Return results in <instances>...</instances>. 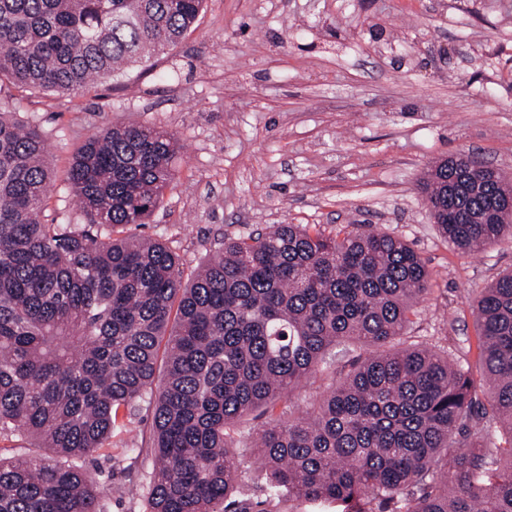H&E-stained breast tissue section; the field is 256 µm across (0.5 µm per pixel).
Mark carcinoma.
Masks as SVG:
<instances>
[{"mask_svg": "<svg viewBox=\"0 0 512 512\" xmlns=\"http://www.w3.org/2000/svg\"><path fill=\"white\" fill-rule=\"evenodd\" d=\"M203 2L0 0V82L79 90L178 43ZM177 150L161 127L92 134L68 171L87 226L46 224L47 136L0 106V438L51 450L0 457V512H108L82 461L145 397L147 512H281L298 499L339 512L399 501L403 512H512V270L473 304L475 368L410 335L431 272L386 232L226 235L186 282L165 243L120 235L163 203ZM420 189L458 249L512 238L508 176L448 157ZM349 344L362 352L334 387L285 419L278 406ZM257 411L268 418L250 446L260 485L233 451Z\"/></svg>", "mask_w": 512, "mask_h": 512, "instance_id": "1", "label": "carcinoma"}]
</instances>
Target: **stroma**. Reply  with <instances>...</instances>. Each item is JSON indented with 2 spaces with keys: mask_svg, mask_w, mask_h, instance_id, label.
<instances>
[{
  "mask_svg": "<svg viewBox=\"0 0 512 512\" xmlns=\"http://www.w3.org/2000/svg\"><path fill=\"white\" fill-rule=\"evenodd\" d=\"M0 105L46 133L48 224L87 221L67 175L92 134H175L173 187L127 232L162 239L188 277L227 235L369 224L427 261L412 333L461 358L476 336L472 300L512 270V240L455 249L419 189L449 156L512 175V0H205L174 48L79 91L5 82ZM119 422L111 449L85 466L109 512H145L131 484L152 470V408L137 403Z\"/></svg>",
  "mask_w": 512,
  "mask_h": 512,
  "instance_id": "stroma-1",
  "label": "stroma"
}]
</instances>
